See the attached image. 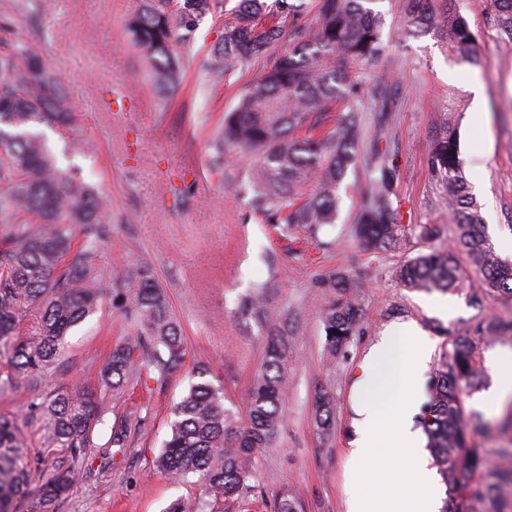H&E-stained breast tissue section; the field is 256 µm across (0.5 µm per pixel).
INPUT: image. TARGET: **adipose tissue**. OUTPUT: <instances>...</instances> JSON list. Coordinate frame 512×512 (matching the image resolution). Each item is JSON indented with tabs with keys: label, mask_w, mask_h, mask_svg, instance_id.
<instances>
[{
	"label": "adipose tissue",
	"mask_w": 512,
	"mask_h": 512,
	"mask_svg": "<svg viewBox=\"0 0 512 512\" xmlns=\"http://www.w3.org/2000/svg\"><path fill=\"white\" fill-rule=\"evenodd\" d=\"M432 341L413 322L368 348L353 388L346 512H441L443 496L415 418Z\"/></svg>",
	"instance_id": "obj_1"
}]
</instances>
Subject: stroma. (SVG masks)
<instances>
[{"label": "stroma", "instance_id": "35a3bbf8", "mask_svg": "<svg viewBox=\"0 0 512 512\" xmlns=\"http://www.w3.org/2000/svg\"><path fill=\"white\" fill-rule=\"evenodd\" d=\"M237 0H211L194 33V58L177 93L152 80L143 55L129 44L128 17L140 0H51L39 16L0 0V35L16 42L36 40L45 62L68 84L78 119L65 132L47 130L48 145L61 167L76 165L112 207L108 234L97 247L104 278L124 273L136 261L155 271L187 341L186 363L167 381L134 379L120 397L101 389V371L131 325L121 309L103 299L97 313L72 328L60 356L42 379L0 393V414L12 416L28 434L31 450L48 468H74L80 480L58 512H164L178 498L201 497L203 484L175 482L154 460L170 434L171 408L196 366L210 370L224 388L225 405L246 419L248 390L263 358L268 328L242 321V295L261 288L288 346V390L283 421L258 458L252 497L223 505V512H274L278 493L289 492L299 512H346L344 469L352 411L350 393L369 346L392 324L413 321L433 342L430 367L445 361L452 341L474 335L487 320L512 323V300L470 302L480 274L468 267L465 286L446 294L404 287L401 263L451 245L455 231L448 192L428 167L433 139L446 124L457 126L471 192L481 207L489 245L503 250L512 239V44L493 24L491 0H458L478 42L480 61L470 64L431 34L410 35L406 0H376L384 17L385 51L361 75L365 88L386 87L395 100L384 130L375 125V104L364 98L357 161L339 195L335 224L307 230L265 223L251 207L254 156L224 151V170L212 166L211 135L237 103L253 71L213 94L205 73L212 50ZM379 146L398 169L394 204L402 223L437 224L440 237L411 233L395 250L365 251L354 232L366 198L371 146ZM350 276L361 309L359 332L336 358L325 350L323 313L329 278ZM100 388L107 413L95 429L105 443L116 418L142 421L128 448L112 457L76 462L69 451L48 447L28 405L41 391ZM335 399L329 431L315 423V395ZM507 407L480 413L472 445L487 469L505 466L503 448L512 435L501 423ZM265 506H258V499Z\"/></svg>", "mask_w": 512, "mask_h": 512}]
</instances>
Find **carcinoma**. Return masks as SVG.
<instances>
[{
  "instance_id": "carcinoma-1",
  "label": "carcinoma",
  "mask_w": 512,
  "mask_h": 512,
  "mask_svg": "<svg viewBox=\"0 0 512 512\" xmlns=\"http://www.w3.org/2000/svg\"><path fill=\"white\" fill-rule=\"evenodd\" d=\"M374 2L313 0L310 22L288 0H276L272 11L264 0H240L233 20L224 24L222 43L206 64L213 89L240 70L261 67L224 114L212 147L218 164L227 146L260 155L251 205L267 224L336 223L338 191L358 148L362 84L352 71L377 61L384 51L382 16L369 7ZM434 2L409 0L408 31L436 33L462 57L474 60L475 38L456 0H442L440 9ZM493 5L500 38L510 43L512 0H493ZM209 11L210 0H142L129 18L130 42L148 60L157 85L181 86L180 65L186 63L197 21ZM74 121L67 84L43 61L38 42L0 50V224L17 227L0 241V358L8 364L1 389L43 376L68 331L95 313L106 296L133 325L131 337L113 348L104 368L103 380L112 391L145 371L164 380L186 361L182 326L153 268L139 263L110 281L98 271L97 245L104 225L112 223L108 200L61 168L37 130L66 129ZM428 165L448 190L461 250H434L408 259L399 267V281L407 288L454 292L463 282L462 252L482 275L474 301L512 298V262L500 259L487 242L480 207L464 176L456 127L434 137ZM370 173L374 190L360 211L355 234L368 251L394 250L410 231L392 199L397 168L382 158ZM313 179L316 187L306 197L302 188ZM31 224L44 229L32 232ZM72 226L80 228L78 243ZM330 286L337 294L328 302L324 325L327 352L335 357L358 332L359 308L350 278H332ZM237 312L270 323L266 305L254 294L240 300ZM26 319L27 337L20 338L16 328ZM510 334L512 325L490 320L478 335L456 337L448 359L428 382L419 424L447 487L442 512H487L492 485L482 483V459L470 448L472 416L464 400L485 381L482 347ZM287 362L283 339L268 337L248 392L245 424L225 407L222 386L208 379L207 369H197L172 409L171 432L155 466L177 482L198 476L210 500L177 499L165 512H213L218 504L252 492L255 464L282 422ZM105 413L97 393L85 388L54 389L29 404L30 417L39 422L47 442L75 456L85 457L87 449L97 447L93 432ZM334 416V398L319 392V428L329 430ZM140 426L135 417L115 421L103 448L127 447ZM42 465V458L30 455L18 425L0 417V512H57L76 487L77 472L57 468L33 487L32 472Z\"/></svg>"
}]
</instances>
